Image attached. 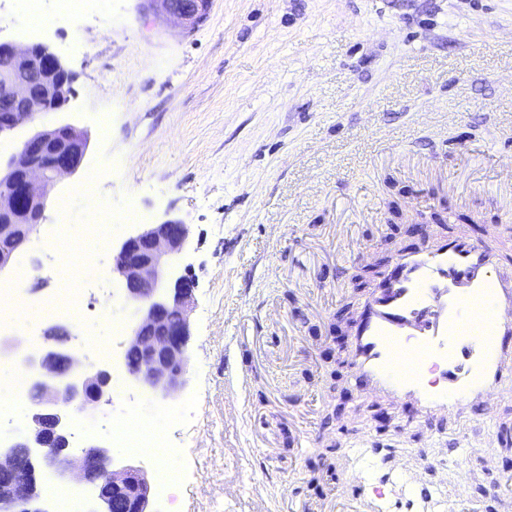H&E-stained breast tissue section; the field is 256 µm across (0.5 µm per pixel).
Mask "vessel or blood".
Returning a JSON list of instances; mask_svg holds the SVG:
<instances>
[{"instance_id":"obj_1","label":"vessel or blood","mask_w":512,"mask_h":512,"mask_svg":"<svg viewBox=\"0 0 512 512\" xmlns=\"http://www.w3.org/2000/svg\"><path fill=\"white\" fill-rule=\"evenodd\" d=\"M506 232L397 252L359 303L348 358L365 397L424 419L512 396V267Z\"/></svg>"}]
</instances>
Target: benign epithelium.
<instances>
[{"instance_id":"benign-epithelium-1","label":"benign epithelium","mask_w":512,"mask_h":512,"mask_svg":"<svg viewBox=\"0 0 512 512\" xmlns=\"http://www.w3.org/2000/svg\"><path fill=\"white\" fill-rule=\"evenodd\" d=\"M169 17L195 25L205 17L211 0H148ZM62 66L43 45L0 42V101L7 117L0 120V138L40 114L57 112L71 90L57 94L35 90L42 69ZM89 145L88 134L71 125L44 129L26 139L0 174V223L10 225L9 248L0 249V273L46 219V189L63 174L75 172ZM54 151V163L42 157ZM187 248L186 226L175 221L140 224L112 248V273L125 285V300L134 320L124 356L132 383L167 397L183 383L184 353L189 336L188 310L195 283L179 271ZM63 326L47 331L37 349H21L17 338L0 341V358L11 359L32 379L27 424L6 447H0V512H50L31 492L35 466L65 478L77 472L91 489L85 512H153L151 485L133 465L115 464L109 446L91 441L82 452H70L69 409L94 414L110 404L112 373L78 361Z\"/></svg>"}]
</instances>
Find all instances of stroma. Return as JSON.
Listing matches in <instances>:
<instances>
[{"instance_id": "stroma-1", "label": "stroma", "mask_w": 512, "mask_h": 512, "mask_svg": "<svg viewBox=\"0 0 512 512\" xmlns=\"http://www.w3.org/2000/svg\"><path fill=\"white\" fill-rule=\"evenodd\" d=\"M42 13L29 35L19 0H0V42L48 47L72 92L0 140V159L43 129L87 132L20 256L40 255L63 200L80 245L29 277L26 306L0 305V340L44 336L39 300L100 279L132 230L102 225L104 245L85 234L102 201L187 225L184 383L165 397L113 382L109 410L129 425L172 418L180 483L155 512H319L386 471L390 512H435L463 478L455 512H498L512 398L419 423L412 406L361 398L346 348L394 253L481 239L512 216V0H212L187 29L145 0H94L66 19L43 0ZM110 285L69 330L108 344L113 319L131 325L123 281ZM245 353L248 386L227 395ZM491 436L495 463L468 460Z\"/></svg>"}]
</instances>
